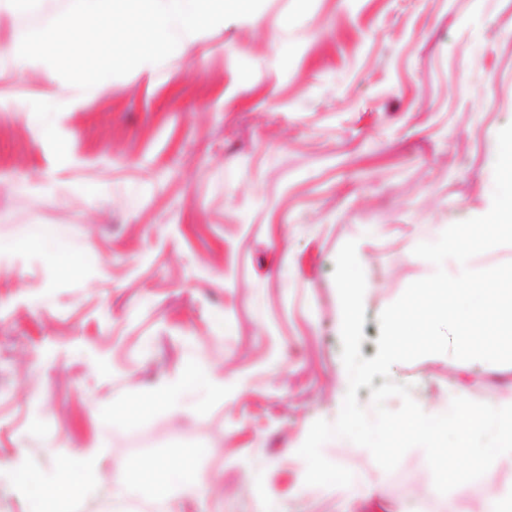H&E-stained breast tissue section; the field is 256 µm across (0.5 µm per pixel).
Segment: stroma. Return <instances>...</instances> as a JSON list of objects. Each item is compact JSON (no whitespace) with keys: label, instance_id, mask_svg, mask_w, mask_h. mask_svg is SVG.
<instances>
[{"label":"stroma","instance_id":"obj_1","mask_svg":"<svg viewBox=\"0 0 512 512\" xmlns=\"http://www.w3.org/2000/svg\"><path fill=\"white\" fill-rule=\"evenodd\" d=\"M172 53L152 74L107 79L56 129V162L31 101L66 90L43 68L0 83V512H31L18 460L53 476L68 454L201 453L202 503L172 512H469L512 487L436 492L423 449L391 472L333 439L346 487L309 486L298 453L348 389L333 279L361 251L363 357L379 314L429 267L442 224L492 203L498 132L512 123V0H263ZM42 227L75 269L14 246ZM197 357L234 385L192 416H100ZM430 411L453 396L512 404V364L435 354L393 365ZM261 487H246L248 474Z\"/></svg>","mask_w":512,"mask_h":512}]
</instances>
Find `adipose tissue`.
<instances>
[{
	"instance_id": "obj_1",
	"label": "adipose tissue",
	"mask_w": 512,
	"mask_h": 512,
	"mask_svg": "<svg viewBox=\"0 0 512 512\" xmlns=\"http://www.w3.org/2000/svg\"><path fill=\"white\" fill-rule=\"evenodd\" d=\"M191 393L197 394L196 402H187ZM223 395V380L213 377L201 360L191 358L184 362L175 379L140 392L133 400L113 404L111 412L103 414L102 419L108 424L126 425L157 407L192 414L201 411L207 400ZM16 480L30 498L32 512H77L105 483L111 485L116 499L132 496L140 484H147L150 501L163 507L177 498L197 501L205 493L199 458L184 455L176 464L165 457L136 462L118 459L107 465L96 448H83L70 455L50 481L26 464H19Z\"/></svg>"
}]
</instances>
